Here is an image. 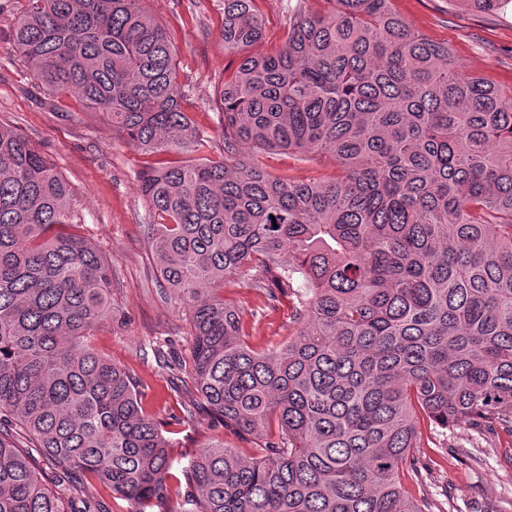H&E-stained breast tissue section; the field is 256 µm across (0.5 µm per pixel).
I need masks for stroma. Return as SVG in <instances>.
I'll return each mask as SVG.
<instances>
[{"mask_svg":"<svg viewBox=\"0 0 512 512\" xmlns=\"http://www.w3.org/2000/svg\"><path fill=\"white\" fill-rule=\"evenodd\" d=\"M24 3L0 0V124L17 130L54 162L70 188L84 236L112 268L111 312L92 330L91 342L99 354L131 373L145 411L175 441L166 508L178 512L182 470L203 444L219 439L248 457L254 443L211 426L207 413L195 407L192 389L171 390L170 382L192 346V331L186 309L159 274L148 241L150 207L138 187L152 158L114 135L74 95L51 96L38 87L11 44V23ZM256 5L265 21V38L250 51L260 54L281 44L288 15L283 0H256ZM393 6L413 28L448 44L466 73L503 91L512 90L511 11L474 13L458 9L453 0H393ZM146 7L171 35L178 81L192 102L190 115L207 136L204 147L191 158L221 157L222 116L212 109L210 99L232 59L225 56L219 40L224 19L220 6L217 0H200L195 7L189 0H147ZM253 159L280 178L336 175L335 164L325 155L301 161L270 151L255 153ZM224 296L243 309L254 348L290 338L287 304L269 308L263 290L238 278L225 281ZM413 454L421 473L402 478L413 498L436 504L439 512H512L511 435L426 424ZM37 468L44 484L73 507L91 501L108 512H127L126 502L113 499L88 476L60 477L43 458Z\"/></svg>","mask_w":512,"mask_h":512,"instance_id":"stroma-1","label":"stroma"}]
</instances>
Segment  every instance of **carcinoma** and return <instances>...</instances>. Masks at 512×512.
<instances>
[{"mask_svg": "<svg viewBox=\"0 0 512 512\" xmlns=\"http://www.w3.org/2000/svg\"><path fill=\"white\" fill-rule=\"evenodd\" d=\"M145 2L26 0L11 34L38 86L76 93L156 156L139 191L160 217L159 273L189 309L192 386L257 444L249 460L219 440L199 450L190 512H433L401 481L421 421L512 435V93L464 73L391 0L329 13L286 0L285 40L264 55L246 53L263 37L255 0H221L238 58L213 89L224 157L168 160L202 138ZM244 144L326 154L336 177H272ZM244 275L291 304L283 346L253 349L218 294ZM111 294L54 163L0 125V414L60 474L147 512L168 496L171 444L133 377L90 344ZM0 512H68L2 436Z\"/></svg>", "mask_w": 512, "mask_h": 512, "instance_id": "carcinoma-1", "label": "carcinoma"}]
</instances>
